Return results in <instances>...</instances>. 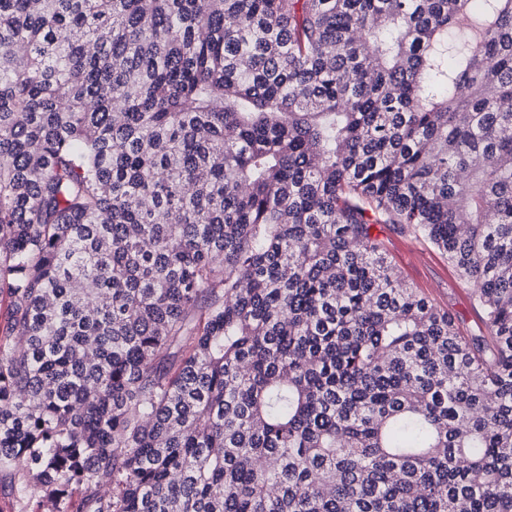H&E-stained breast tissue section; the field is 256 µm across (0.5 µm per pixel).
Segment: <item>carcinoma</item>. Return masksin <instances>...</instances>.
Returning a JSON list of instances; mask_svg holds the SVG:
<instances>
[{"instance_id": "1", "label": "carcinoma", "mask_w": 512, "mask_h": 512, "mask_svg": "<svg viewBox=\"0 0 512 512\" xmlns=\"http://www.w3.org/2000/svg\"><path fill=\"white\" fill-rule=\"evenodd\" d=\"M3 291L19 512H512V0H0ZM383 237L389 259L402 280L479 334L481 312L473 300V286L458 278L448 260L408 235L386 231Z\"/></svg>"}]
</instances>
